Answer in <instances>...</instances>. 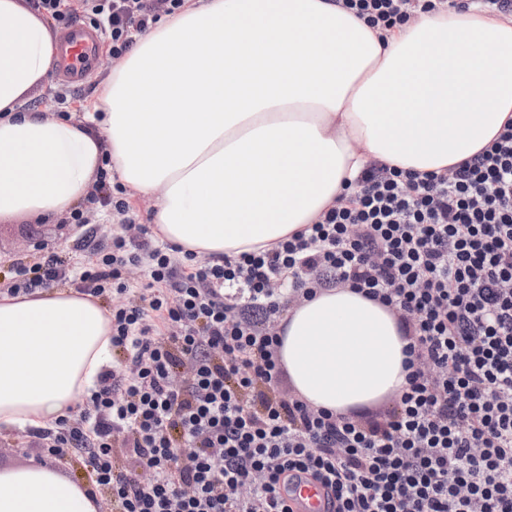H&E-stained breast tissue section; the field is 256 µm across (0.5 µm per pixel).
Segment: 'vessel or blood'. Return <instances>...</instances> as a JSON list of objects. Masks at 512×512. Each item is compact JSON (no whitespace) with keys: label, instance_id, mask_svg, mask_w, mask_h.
<instances>
[{"label":"vessel or blood","instance_id":"b4317fda","mask_svg":"<svg viewBox=\"0 0 512 512\" xmlns=\"http://www.w3.org/2000/svg\"><path fill=\"white\" fill-rule=\"evenodd\" d=\"M103 52V36L99 29L84 24L60 30L56 37L55 71L59 80L81 85L94 74ZM292 496L298 512H324L326 497L323 488L314 482L303 481L293 486Z\"/></svg>","mask_w":512,"mask_h":512}]
</instances>
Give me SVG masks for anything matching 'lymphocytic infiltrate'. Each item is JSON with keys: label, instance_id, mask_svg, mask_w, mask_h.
<instances>
[{"label": "lymphocytic infiltrate", "instance_id": "lymphocytic-infiltrate-1", "mask_svg": "<svg viewBox=\"0 0 512 512\" xmlns=\"http://www.w3.org/2000/svg\"><path fill=\"white\" fill-rule=\"evenodd\" d=\"M66 27L86 19L121 59L184 0H30ZM371 27L469 0H343ZM358 192L272 251L195 261L147 227L103 240L84 210L87 259L15 268L11 295L72 285L111 311L123 362L42 451L85 454L116 512H295L308 479L328 512H512V125L440 172L367 164ZM348 287L399 313L407 383L386 416L336 415L285 395L273 323ZM126 449L132 468L117 467Z\"/></svg>", "mask_w": 512, "mask_h": 512}]
</instances>
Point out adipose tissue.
Here are the masks:
<instances>
[{
    "mask_svg": "<svg viewBox=\"0 0 512 512\" xmlns=\"http://www.w3.org/2000/svg\"><path fill=\"white\" fill-rule=\"evenodd\" d=\"M55 57L45 16L0 0V218L70 214L103 154L155 199L161 239L200 257L267 251L314 223L368 161L420 173L512 122V15L425 13L388 32L338 0H186L112 68L83 120L28 108ZM280 359L297 398L347 415L396 395L395 312L347 288L289 309ZM100 301L0 293V426L67 417L112 364ZM0 512H98L87 482L0 470Z\"/></svg>",
    "mask_w": 512,
    "mask_h": 512,
    "instance_id": "obj_1",
    "label": "adipose tissue"
}]
</instances>
